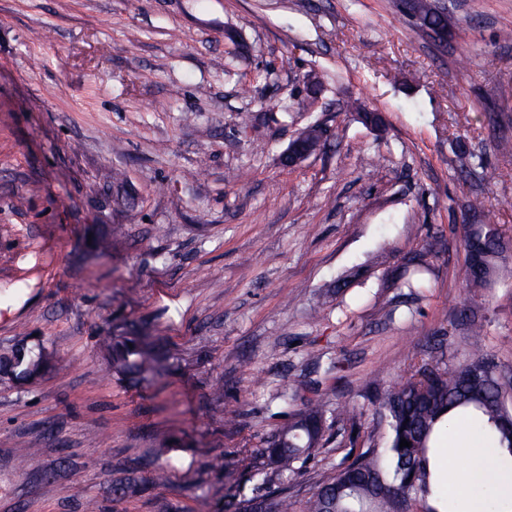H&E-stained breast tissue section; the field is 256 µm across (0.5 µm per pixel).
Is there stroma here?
<instances>
[{"label": "stroma", "instance_id": "1", "mask_svg": "<svg viewBox=\"0 0 512 512\" xmlns=\"http://www.w3.org/2000/svg\"><path fill=\"white\" fill-rule=\"evenodd\" d=\"M444 3L438 42L398 0H0V354L53 359L0 381V512H224L319 391L356 419L288 479L302 501L382 438L371 390L440 335L468 354L463 309L512 370V252L464 282L474 199L512 243V0ZM315 121L322 149L284 166ZM414 252L418 297L396 279ZM115 333L160 370H113Z\"/></svg>", "mask_w": 512, "mask_h": 512}]
</instances>
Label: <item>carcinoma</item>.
<instances>
[{
  "label": "carcinoma",
  "mask_w": 512,
  "mask_h": 512,
  "mask_svg": "<svg viewBox=\"0 0 512 512\" xmlns=\"http://www.w3.org/2000/svg\"><path fill=\"white\" fill-rule=\"evenodd\" d=\"M425 27L444 30L447 15L434 0H417ZM466 262L482 257L484 275L468 279L469 288H485L496 274L506 243L490 224H472L465 239ZM429 270L422 255L407 258L401 287L419 295L426 287L421 273ZM112 366L132 376L160 367L161 354L146 336H109ZM50 355L19 346L0 359V372L12 378L33 377L47 368ZM503 366L494 354L471 342L469 357L450 361L445 368L423 364L407 379L371 398L376 423L384 426L382 446L372 445L349 465L336 469L301 503V512H458L451 495L440 486L431 464L437 438L453 416L464 417L489 436L493 449L512 457V405L502 388ZM329 402L317 394L290 413L261 449L265 467L279 479L295 475L324 446ZM411 446L400 448V440ZM266 512H295V502L284 492H258L228 504L230 512H253L254 503Z\"/></svg>",
  "instance_id": "obj_1"
}]
</instances>
